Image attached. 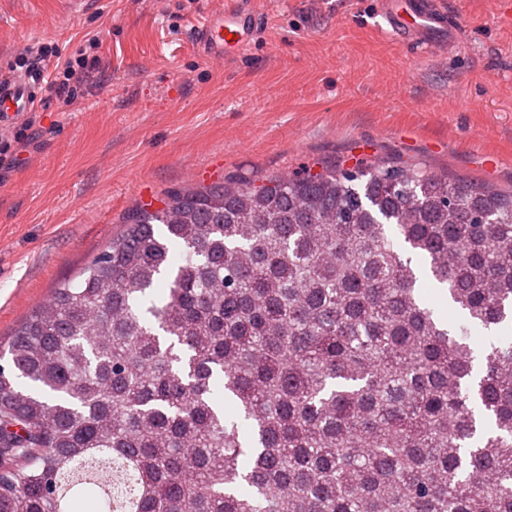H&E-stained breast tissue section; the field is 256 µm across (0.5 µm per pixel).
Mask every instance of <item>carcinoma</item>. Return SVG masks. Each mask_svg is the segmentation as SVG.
<instances>
[{
  "label": "carcinoma",
  "mask_w": 512,
  "mask_h": 512,
  "mask_svg": "<svg viewBox=\"0 0 512 512\" xmlns=\"http://www.w3.org/2000/svg\"><path fill=\"white\" fill-rule=\"evenodd\" d=\"M4 454L0 512H512V190L361 160L136 205L0 348Z\"/></svg>",
  "instance_id": "1"
}]
</instances>
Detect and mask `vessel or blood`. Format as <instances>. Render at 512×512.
I'll return each instance as SVG.
<instances>
[{"instance_id":"b4317fda","label":"vessel or blood","mask_w":512,"mask_h":512,"mask_svg":"<svg viewBox=\"0 0 512 512\" xmlns=\"http://www.w3.org/2000/svg\"><path fill=\"white\" fill-rule=\"evenodd\" d=\"M393 35L417 49L454 52L461 39L456 20L439 0H378ZM263 25L253 0H226L222 13L210 16L195 32L199 51L224 60L238 56ZM39 95L28 83H0V125L30 111Z\"/></svg>"}]
</instances>
